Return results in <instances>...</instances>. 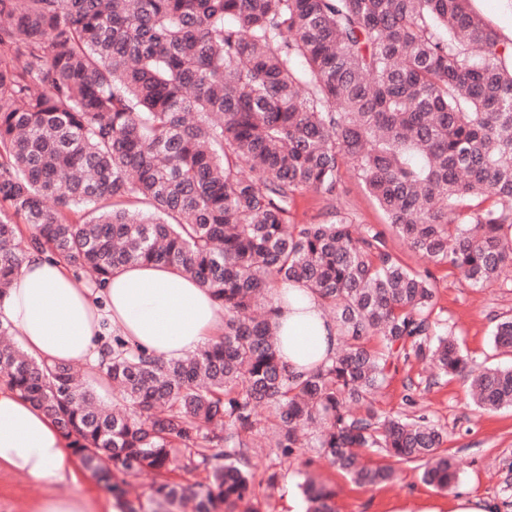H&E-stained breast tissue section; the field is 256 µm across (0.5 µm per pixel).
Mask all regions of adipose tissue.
<instances>
[{"label": "adipose tissue", "instance_id": "1", "mask_svg": "<svg viewBox=\"0 0 512 512\" xmlns=\"http://www.w3.org/2000/svg\"><path fill=\"white\" fill-rule=\"evenodd\" d=\"M280 354L306 373L336 349L337 329L309 289L275 292ZM0 324L16 343L52 364L97 365L98 337L111 332L168 360L186 357L224 333V308L210 289L165 265H127L105 283L77 287L63 261L26 253L0 294ZM67 440L53 420L0 380V467L46 486L76 481Z\"/></svg>", "mask_w": 512, "mask_h": 512}]
</instances>
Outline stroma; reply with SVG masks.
Instances as JSON below:
<instances>
[{
  "label": "stroma",
  "instance_id": "stroma-1",
  "mask_svg": "<svg viewBox=\"0 0 512 512\" xmlns=\"http://www.w3.org/2000/svg\"><path fill=\"white\" fill-rule=\"evenodd\" d=\"M341 212L353 223L370 225L383 232L391 252L407 265L424 269L425 263L396 231L385 223L375 202L366 194L349 167H342L334 201L314 193L297 197L291 219L297 224L331 219ZM436 287L435 313L451 329L462 349L478 360L507 365L512 356L493 349L491 318L512 314V268L501 281L483 288L471 287L451 268H433ZM429 368L413 358H398L391 377L378 396L385 412H417L427 415L448 431L443 447L455 456L459 466L457 487L468 488L497 501L501 512H512V409L481 413L474 409L463 380L443 379L427 384ZM246 454L258 477L277 475L278 484L263 512H291L299 500L298 473L310 470L332 487L336 512H399L419 502H447L448 491L423 483L417 470L402 465L394 482L359 487L336 472L315 450L301 449L297 456L281 458L268 448L247 449ZM43 486L32 480L0 471V512H32L44 497Z\"/></svg>",
  "mask_w": 512,
  "mask_h": 512
}]
</instances>
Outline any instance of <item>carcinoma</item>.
<instances>
[{
	"instance_id": "cac0c4a2",
	"label": "carcinoma",
	"mask_w": 512,
	"mask_h": 512,
	"mask_svg": "<svg viewBox=\"0 0 512 512\" xmlns=\"http://www.w3.org/2000/svg\"><path fill=\"white\" fill-rule=\"evenodd\" d=\"M348 164L422 260L474 288L499 280L512 267V40L471 0H0V294L35 249L78 284L169 265L224 305L223 339L180 360L104 343L110 409L73 367L0 346V376L124 512H261L256 489L277 477L256 480L244 457L258 434L284 458L316 449L358 485L416 463L452 487L447 433L376 406L401 352L466 381L477 408H512V365L477 362L438 326L429 269L345 216L291 222L297 196H335ZM286 282L338 331L305 374L282 361L272 322ZM492 322L494 348L512 352V315ZM181 453L207 472L195 489L172 477ZM145 470L149 504L125 500L117 474ZM299 475L307 512H335V491Z\"/></svg>"
}]
</instances>
